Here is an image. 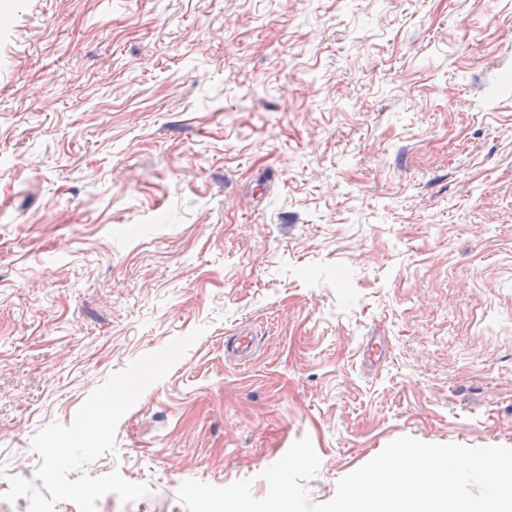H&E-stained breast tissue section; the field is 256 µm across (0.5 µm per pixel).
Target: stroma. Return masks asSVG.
<instances>
[{
	"label": "stroma",
	"mask_w": 512,
	"mask_h": 512,
	"mask_svg": "<svg viewBox=\"0 0 512 512\" xmlns=\"http://www.w3.org/2000/svg\"><path fill=\"white\" fill-rule=\"evenodd\" d=\"M197 328L97 512L263 498L305 435L316 503L402 435L512 447V0H0V493ZM385 338L368 336L363 350V366L369 370H377L384 357Z\"/></svg>",
	"instance_id": "obj_1"
}]
</instances>
